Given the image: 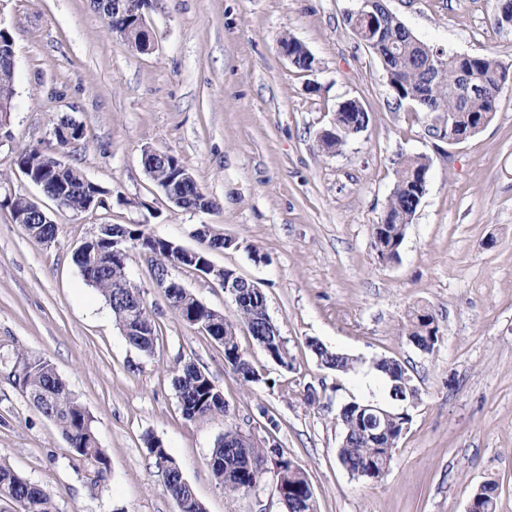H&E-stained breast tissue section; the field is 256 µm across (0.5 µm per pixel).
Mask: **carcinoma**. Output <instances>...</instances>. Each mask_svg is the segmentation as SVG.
<instances>
[{
    "instance_id": "obj_1",
    "label": "carcinoma",
    "mask_w": 512,
    "mask_h": 512,
    "mask_svg": "<svg viewBox=\"0 0 512 512\" xmlns=\"http://www.w3.org/2000/svg\"><path fill=\"white\" fill-rule=\"evenodd\" d=\"M151 9L149 0H119L114 9L106 11L107 25L112 30L132 26ZM378 27L383 39L390 41L394 54L386 56V48L374 43L368 36L362 41L380 58L388 84L398 102H410L418 111L436 117L450 113H469L494 116L502 90L512 84V64L500 61L491 53L472 55L461 62L453 55L438 53V48L417 39L392 12L381 14ZM279 45L292 48L296 53L294 66L306 71L313 69L314 57L304 52V46L296 39L283 36ZM15 71L0 65V113L6 111L4 100L14 89ZM343 127L326 135L322 147L332 153H340L353 135L360 129L351 125H364L367 114L356 103L343 112ZM57 144L68 149L84 138L83 127L69 120L55 126ZM141 163L155 186L166 192L174 188L185 197L192 210L206 211L216 206L215 201L194 180L180 182L185 168L173 154L161 156L147 151L141 154ZM17 165L26 168L29 176L49 188L69 189L67 208L79 213L93 212L107 207L108 191L97 184L84 181V175L73 165L59 157L49 155L33 147L21 151ZM395 181L387 198L381 223L373 231V247L381 260L399 258V249L406 230L412 223L421 203L419 197V174L430 169L429 158L424 154L400 155L394 160ZM28 234L41 243L55 239L57 227L54 223L36 220L25 225ZM127 236L128 245L149 255L156 268L155 281L159 288L172 299L175 305H186L187 311L176 310L184 322L192 321L199 326L214 318L218 319L217 337L224 340V364L230 367L246 385L262 381V376L249 357L239 346L237 331L243 327L266 357L281 367L293 368L294 359L289 355L287 342L277 327L267 321L265 296L261 289L251 288L244 298L235 304L233 317H216L214 311L196 301L193 294L181 288L169 287L171 268L190 267L197 271L209 265L210 252L237 246V242L215 232L209 225H200L190 258H180L171 249L169 241L153 236L144 224H101L97 232L74 253L73 259L85 283L95 288L112 310L119 327H131L126 341L142 353L152 352L157 330L145 305H140L137 319L125 323L124 307L127 299L125 286L130 284L126 273L125 258L112 257V230ZM435 316L424 308L408 311L403 325L411 344L425 353H432L439 342V326L433 325ZM311 351L319 364L338 373H347L353 368L349 356L328 350L316 341L309 342ZM372 368L386 380L389 404L395 407L386 428L378 436L364 435L361 408L364 402H353L341 408L338 415L343 429L337 448L339 462L354 476L366 481L380 477L389 466L393 446L402 438L410 422L404 412L407 404L416 396L406 381L408 371L395 357H381ZM4 369L16 371L15 385L25 393L29 401L47 418L51 419L67 439L72 460L82 466L87 485L92 490L102 486L109 476L106 452L100 447L92 420L86 408L77 401L65 381L52 364L42 356L28 352H17L4 363ZM176 388L180 398L182 415L188 420L226 412L223 391L217 387L208 373L192 363L184 364L177 376ZM240 435L234 427L224 430L210 458V467L216 480L229 494H246L253 482L260 481L269 465L276 464L288 472V492L283 502L285 512H317L316 500L303 470L294 469L295 462L278 448L251 446L241 448ZM148 451L154 465L161 471L164 491L177 504L179 512H205L193 488L177 478H169L168 465L173 459L163 443L151 437L147 441ZM490 493L476 497L472 512H497V489L494 482L486 483ZM17 507L16 512H57L52 494L39 484L21 476L8 463L0 461V501Z\"/></svg>"
}]
</instances>
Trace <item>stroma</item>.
Segmentation results:
<instances>
[{
  "mask_svg": "<svg viewBox=\"0 0 512 512\" xmlns=\"http://www.w3.org/2000/svg\"><path fill=\"white\" fill-rule=\"evenodd\" d=\"M386 5L425 43L512 63V27L496 26L495 0ZM355 6L163 0L147 17L155 49L137 54L91 0H0L17 56L14 108L0 126V196H27L57 226L43 244L0 208V359L20 350L49 360L90 414L112 471L89 491L61 430L0 376V456L48 490L58 512H178L148 453L151 436L206 512H283L274 473L246 495L225 494L214 479L209 461L230 426L273 435L305 471L318 512H466L470 492L489 480L499 486L497 512H512V88L480 132L448 143L432 133L433 116L396 103L379 60L347 22ZM284 34L307 47L313 70L283 56ZM347 99L360 102L367 126L340 154L325 153L319 137ZM62 117L85 131L64 158L110 191L107 208H60L16 164L30 146L59 152L53 127ZM146 148L177 156L215 208L173 207L140 162ZM400 153L426 155L430 170L398 260L383 262L372 230ZM101 224H143L190 249L201 224L236 240L210 260L263 291L293 369L267 359L242 330L239 344L264 377L243 385L224 364L223 344L173 312L134 248L127 273L157 340L149 354L130 346L73 260ZM170 275L232 315L218 281L187 267ZM413 306L438 320L433 353L402 333ZM312 340L351 356L353 370L322 368ZM381 357L407 367L421 398L408 407L389 467L365 481L337 458V415L352 401L387 399L372 371ZM189 361L223 391L226 413L182 416L174 378Z\"/></svg>",
  "mask_w": 512,
  "mask_h": 512,
  "instance_id": "35a3bbf8",
  "label": "stroma"
}]
</instances>
